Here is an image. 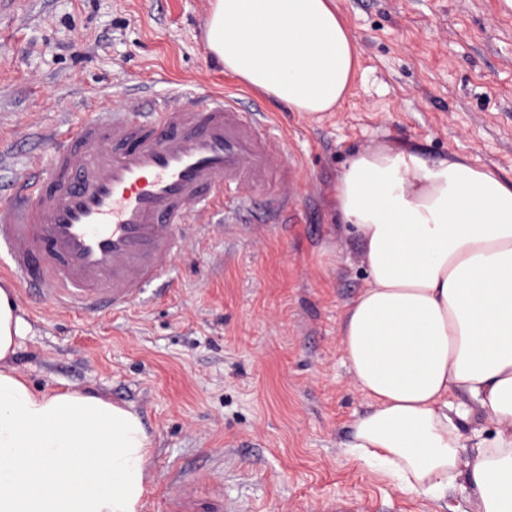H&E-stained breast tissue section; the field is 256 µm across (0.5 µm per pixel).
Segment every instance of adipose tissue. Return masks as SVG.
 <instances>
[{
    "label": "adipose tissue",
    "instance_id": "ef3b65f1",
    "mask_svg": "<svg viewBox=\"0 0 512 512\" xmlns=\"http://www.w3.org/2000/svg\"><path fill=\"white\" fill-rule=\"evenodd\" d=\"M206 42L294 112L337 111L359 68L336 0H211ZM335 209L367 274L341 328L367 400L349 455L407 494L460 485L477 512H512V179L380 146L349 159ZM27 327L0 286V512H143L154 439L139 413L32 386L9 364Z\"/></svg>",
    "mask_w": 512,
    "mask_h": 512
}]
</instances>
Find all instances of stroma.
I'll use <instances>...</instances> for the list:
<instances>
[{
	"mask_svg": "<svg viewBox=\"0 0 512 512\" xmlns=\"http://www.w3.org/2000/svg\"><path fill=\"white\" fill-rule=\"evenodd\" d=\"M361 50L340 111L292 112L207 56L209 0H0V188L85 117L90 97L152 104L233 91L270 113L294 166L293 208L225 207L189 228L165 294L98 318L31 298L11 360L35 386L74 387L137 410L155 440L144 512L170 478H204L233 512H473L403 494L345 452L366 409L341 344L366 286L336 222L348 159L380 145L457 155L512 178V0H336Z\"/></svg>",
	"mask_w": 512,
	"mask_h": 512,
	"instance_id": "35a3bbf8",
	"label": "stroma"
}]
</instances>
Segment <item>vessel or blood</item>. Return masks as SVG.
Wrapping results in <instances>:
<instances>
[{
	"label": "vessel or blood",
	"instance_id": "b4317fda",
	"mask_svg": "<svg viewBox=\"0 0 512 512\" xmlns=\"http://www.w3.org/2000/svg\"><path fill=\"white\" fill-rule=\"evenodd\" d=\"M49 134L46 153L0 200L7 267L30 290L89 315L123 311L162 279L181 229L261 191L292 206V172L259 106L228 94L118 111ZM166 512H225L218 488L172 486Z\"/></svg>",
	"mask_w": 512,
	"mask_h": 512
}]
</instances>
